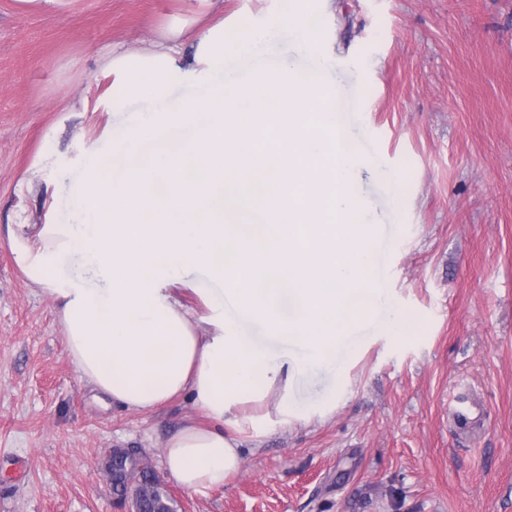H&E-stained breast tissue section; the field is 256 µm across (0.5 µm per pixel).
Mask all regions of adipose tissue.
<instances>
[{
    "label": "adipose tissue",
    "mask_w": 512,
    "mask_h": 512,
    "mask_svg": "<svg viewBox=\"0 0 512 512\" xmlns=\"http://www.w3.org/2000/svg\"><path fill=\"white\" fill-rule=\"evenodd\" d=\"M287 19L191 20L132 50L112 51L108 109L135 113L106 155L84 160L70 215L10 231L25 279L57 312L82 381L134 412L188 396L211 424L185 420L165 441L168 476L191 492L240 470L243 435L336 407L358 354L350 330L377 314L374 224L355 202L357 149L337 122L326 58L301 40L305 65L241 82L282 28L312 27L303 0ZM194 93L172 108V85ZM190 266L221 280L199 289L207 312L177 296ZM302 353L273 362L245 321ZM315 369L335 382L319 404L295 400Z\"/></svg>",
    "instance_id": "ef3b65f1"
}]
</instances>
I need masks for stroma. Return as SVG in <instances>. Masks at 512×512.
<instances>
[{"instance_id": "stroma-1", "label": "stroma", "mask_w": 512, "mask_h": 512, "mask_svg": "<svg viewBox=\"0 0 512 512\" xmlns=\"http://www.w3.org/2000/svg\"><path fill=\"white\" fill-rule=\"evenodd\" d=\"M325 81L360 96L359 203L389 244L386 301L404 339L365 330L329 418L245 438L224 488L176 489L186 512H512V0H312ZM190 0H0V512H116L100 466L193 413L95 397L53 304L15 264L12 224L66 211L104 130L100 66L190 19ZM483 400L460 432L455 395Z\"/></svg>"}]
</instances>
